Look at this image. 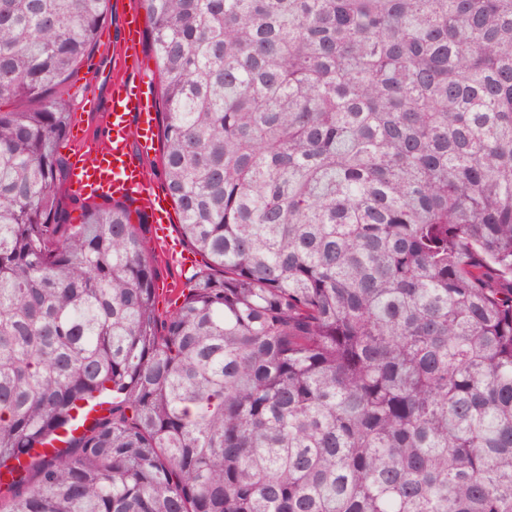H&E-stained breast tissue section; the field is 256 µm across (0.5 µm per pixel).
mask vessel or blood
Segmentation results:
<instances>
[{"label":"vessel or blood","instance_id":"obj_1","mask_svg":"<svg viewBox=\"0 0 512 512\" xmlns=\"http://www.w3.org/2000/svg\"><path fill=\"white\" fill-rule=\"evenodd\" d=\"M109 84L105 98L88 103L103 114L104 134L97 143H77L69 192L82 199L142 203L149 221L165 228L171 221L169 196L147 174V163L158 152L157 90L146 74L127 65Z\"/></svg>","mask_w":512,"mask_h":512}]
</instances>
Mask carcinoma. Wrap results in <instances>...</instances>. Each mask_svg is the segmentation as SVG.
I'll return each instance as SVG.
<instances>
[{"mask_svg":"<svg viewBox=\"0 0 512 512\" xmlns=\"http://www.w3.org/2000/svg\"><path fill=\"white\" fill-rule=\"evenodd\" d=\"M141 3L163 317L129 206L63 207L108 0H0V512H512V0Z\"/></svg>","mask_w":512,"mask_h":512,"instance_id":"carcinoma-1","label":"carcinoma"}]
</instances>
